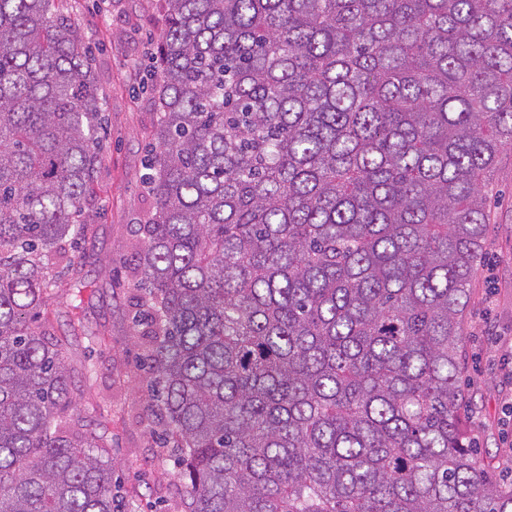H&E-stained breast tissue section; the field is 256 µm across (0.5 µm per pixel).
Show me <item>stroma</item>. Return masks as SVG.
Listing matches in <instances>:
<instances>
[{
    "instance_id": "stroma-1",
    "label": "stroma",
    "mask_w": 512,
    "mask_h": 512,
    "mask_svg": "<svg viewBox=\"0 0 512 512\" xmlns=\"http://www.w3.org/2000/svg\"><path fill=\"white\" fill-rule=\"evenodd\" d=\"M60 8L93 47L106 129L89 191L94 231L71 252L49 314L73 361L95 369L79 383L81 415L107 434L121 512H184L176 451L156 437L163 424L148 407L151 376L133 331L141 291L131 244L154 207L145 163L156 113L141 86L164 23L158 0H62ZM487 191L490 222L463 320L465 417L479 454L503 458L512 456V148L501 152ZM75 303L85 326L105 336L89 354L69 326Z\"/></svg>"
}]
</instances>
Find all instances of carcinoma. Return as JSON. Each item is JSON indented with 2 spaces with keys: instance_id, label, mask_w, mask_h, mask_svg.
Returning <instances> with one entry per match:
<instances>
[{
  "instance_id": "cac0c4a2",
  "label": "carcinoma",
  "mask_w": 512,
  "mask_h": 512,
  "mask_svg": "<svg viewBox=\"0 0 512 512\" xmlns=\"http://www.w3.org/2000/svg\"><path fill=\"white\" fill-rule=\"evenodd\" d=\"M58 2L0 0V512H118L49 325L101 110ZM159 3L134 331L186 512H512L460 363L512 0Z\"/></svg>"
}]
</instances>
